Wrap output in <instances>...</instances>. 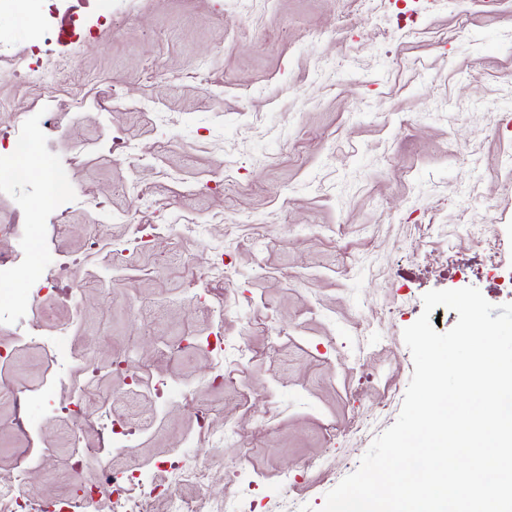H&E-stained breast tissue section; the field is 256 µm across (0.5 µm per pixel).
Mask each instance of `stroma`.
Instances as JSON below:
<instances>
[{
	"label": "stroma",
	"mask_w": 512,
	"mask_h": 512,
	"mask_svg": "<svg viewBox=\"0 0 512 512\" xmlns=\"http://www.w3.org/2000/svg\"><path fill=\"white\" fill-rule=\"evenodd\" d=\"M76 14L93 37L44 47L70 62L48 136V92L25 77L34 36L0 11V139L27 116L39 161L23 181L0 177V221L20 226L0 254L28 241L50 259L41 294L0 283V484L35 503L97 484L96 462L72 474L67 435L95 441L106 414L137 433L114 466L163 483L174 454L202 457L221 498L239 491L242 463L259 475L255 512H319L400 413L413 372L402 332L423 295L474 286L512 302V0H62L32 22L55 31ZM76 89L87 104L71 112ZM115 136L130 156L111 152ZM139 224L184 231L160 230L124 263L112 246ZM464 224L486 225L495 263ZM214 241L230 272L220 311L204 292ZM43 336L65 337L76 364L49 402H28L29 435L11 395L52 378ZM184 338L193 348L167 357ZM119 352L140 385L113 371ZM77 380L87 397L70 416ZM204 406L244 447L197 439ZM26 453L37 468H19Z\"/></svg>",
	"instance_id": "obj_1"
}]
</instances>
